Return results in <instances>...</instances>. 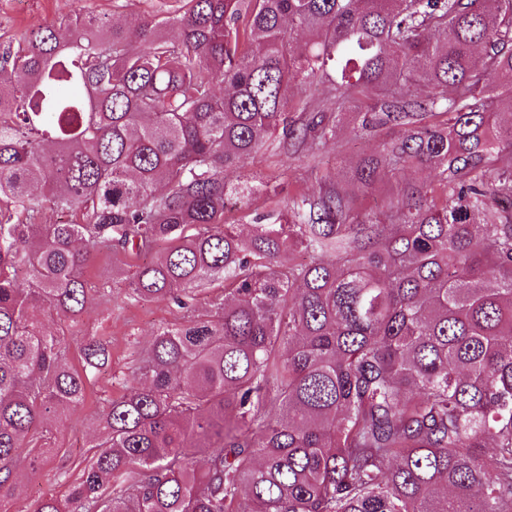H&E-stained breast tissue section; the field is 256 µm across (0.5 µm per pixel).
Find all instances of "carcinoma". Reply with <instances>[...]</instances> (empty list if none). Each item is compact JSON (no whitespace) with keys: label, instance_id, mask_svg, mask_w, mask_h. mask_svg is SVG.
I'll use <instances>...</instances> for the list:
<instances>
[{"label":"carcinoma","instance_id":"carcinoma-1","mask_svg":"<svg viewBox=\"0 0 512 512\" xmlns=\"http://www.w3.org/2000/svg\"><path fill=\"white\" fill-rule=\"evenodd\" d=\"M314 81L375 100L402 135L363 159L397 183L355 223L328 178L226 224L258 191L225 173L283 130L293 157L337 120L288 118ZM512 0H158L152 19L79 11L0 55V491L45 416L79 408L110 357H65L93 255L153 254L130 296L163 326L107 436L33 512H512ZM75 223L37 224L41 203ZM307 263L278 264L285 254ZM224 281L199 314L197 287Z\"/></svg>","mask_w":512,"mask_h":512}]
</instances>
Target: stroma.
<instances>
[{
    "label": "stroma",
    "instance_id": "stroma-1",
    "mask_svg": "<svg viewBox=\"0 0 512 512\" xmlns=\"http://www.w3.org/2000/svg\"><path fill=\"white\" fill-rule=\"evenodd\" d=\"M153 0H0V52L17 46L30 28L51 24L75 11L108 16L115 20L151 16ZM389 125L372 132L344 125L336 141L303 151L285 160L282 136L267 138L264 147L236 169L228 171L231 181L275 187L280 200L307 189H318L325 178L344 179L351 167L365 154L377 150L383 139L398 135ZM133 267L113 275L107 253L94 255L84 276L90 288V308L77 320L43 312L45 329L65 337V356L79 364L80 349L88 339L106 343L108 364L94 377L83 406L53 421L49 434L39 440L46 453L35 470L18 469L8 491L0 493V512H33L43 495L67 496L82 464L93 455V445L104 432L103 417L110 401L129 392L132 372L148 350L157 328L181 322L182 309L167 299L143 302L129 297Z\"/></svg>",
    "mask_w": 512,
    "mask_h": 512
}]
</instances>
